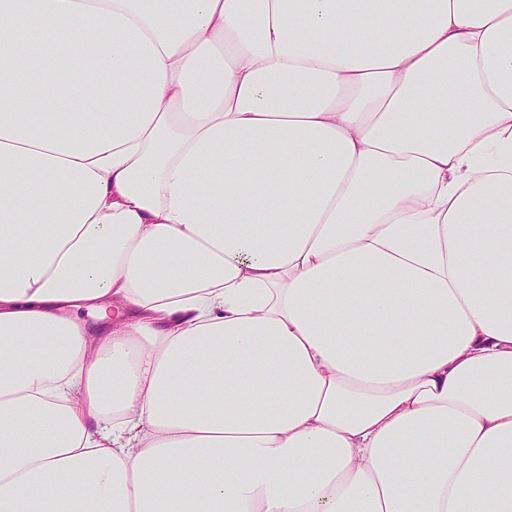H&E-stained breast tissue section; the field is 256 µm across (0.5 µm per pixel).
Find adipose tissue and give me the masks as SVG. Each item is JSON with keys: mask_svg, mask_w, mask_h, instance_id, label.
<instances>
[{"mask_svg": "<svg viewBox=\"0 0 512 512\" xmlns=\"http://www.w3.org/2000/svg\"><path fill=\"white\" fill-rule=\"evenodd\" d=\"M0 512H512V0H0Z\"/></svg>", "mask_w": 512, "mask_h": 512, "instance_id": "ef3b65f1", "label": "adipose tissue"}]
</instances>
